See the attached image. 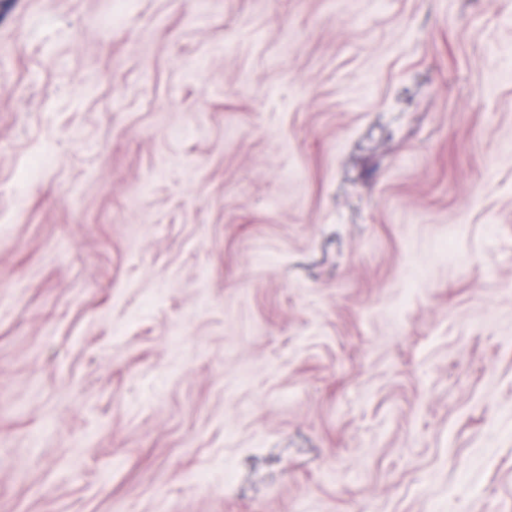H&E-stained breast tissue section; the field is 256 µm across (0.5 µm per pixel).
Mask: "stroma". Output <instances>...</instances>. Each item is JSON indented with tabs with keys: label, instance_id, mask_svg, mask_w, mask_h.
I'll list each match as a JSON object with an SVG mask.
<instances>
[{
	"label": "stroma",
	"instance_id": "35a3bbf8",
	"mask_svg": "<svg viewBox=\"0 0 512 512\" xmlns=\"http://www.w3.org/2000/svg\"><path fill=\"white\" fill-rule=\"evenodd\" d=\"M512 0H0V512H512Z\"/></svg>",
	"mask_w": 512,
	"mask_h": 512
}]
</instances>
